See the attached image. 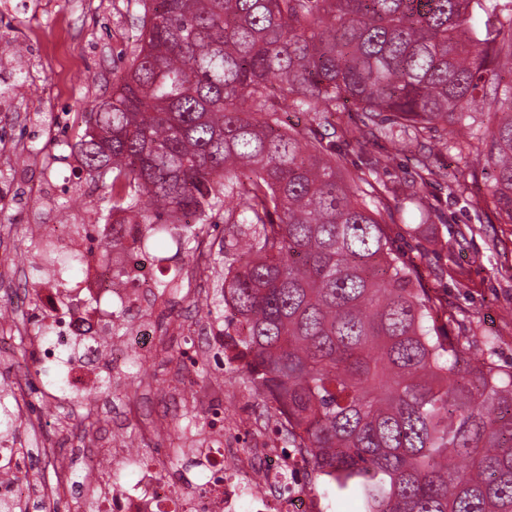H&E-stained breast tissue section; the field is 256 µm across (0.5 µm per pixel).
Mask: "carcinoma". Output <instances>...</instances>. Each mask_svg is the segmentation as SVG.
Wrapping results in <instances>:
<instances>
[{
	"instance_id": "carcinoma-1",
	"label": "carcinoma",
	"mask_w": 512,
	"mask_h": 512,
	"mask_svg": "<svg viewBox=\"0 0 512 512\" xmlns=\"http://www.w3.org/2000/svg\"><path fill=\"white\" fill-rule=\"evenodd\" d=\"M142 6L123 75L71 146L123 233L66 254L39 242L40 260L67 272L188 212L224 214L240 255L203 307L232 309L255 393L288 411L286 441L363 512H512V371L440 334L371 174L352 189L319 134L351 108L376 138L447 130L461 178L489 175L485 204L512 224V0ZM290 109L304 130L284 127ZM474 112L480 135L464 130ZM49 332L39 321L21 355ZM0 433L19 438L1 390Z\"/></svg>"
}]
</instances>
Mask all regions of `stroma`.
<instances>
[{
	"mask_svg": "<svg viewBox=\"0 0 512 512\" xmlns=\"http://www.w3.org/2000/svg\"><path fill=\"white\" fill-rule=\"evenodd\" d=\"M142 13L140 0H0V87L12 105L0 112V190L19 198L18 203L0 205V244L23 262L34 259L33 245L44 237V225L88 224L90 208L105 212L112 205L102 187L72 183L79 161L70 146L82 134L95 102L111 93L114 73L126 66ZM17 43L27 49L18 60L12 57ZM19 70L27 75L25 83L15 79ZM349 120V115L337 116L334 126ZM334 126L323 127L322 133L342 155L344 177L368 159L391 156V163L377 174L379 184L389 189L386 230L421 287L447 305V316L438 321L441 331L466 337L470 355L488 356L502 369L512 368V224L500 223L493 211L478 205L488 191L487 181L460 188L448 137L435 132L423 143L430 149L435 175L422 204H415L406 188L416 177L412 157L419 146L371 137L349 144L334 135ZM214 221L202 232L219 254L203 275L208 291L237 257L223 217ZM190 304L170 289L123 312L121 324L133 329L147 321L158 333L159 348L145 361L106 360L100 366L110 380L105 392L110 404L131 400L136 409L119 425L110 404L103 407L100 437L91 441L83 435L76 394L60 395L51 404L52 416L42 419L43 432L57 441L60 458L79 467L94 454L107 458L110 439L123 436L137 446L141 458L167 456L165 477L176 485L189 459L190 438L207 434L211 406L221 405L229 418L273 433L275 421L245 373L220 374L210 354L203 358L205 370L186 366L182 353L196 341L190 329L206 322L203 314L190 312ZM0 337L5 340L0 374L16 379L33 371L39 388L48 389V370L22 358L14 332H0ZM218 376L224 380L221 400L211 389ZM176 400L185 403V411L171 415L162 436L150 434L157 411Z\"/></svg>",
	"mask_w": 512,
	"mask_h": 512,
	"instance_id": "stroma-1",
	"label": "stroma"
}]
</instances>
